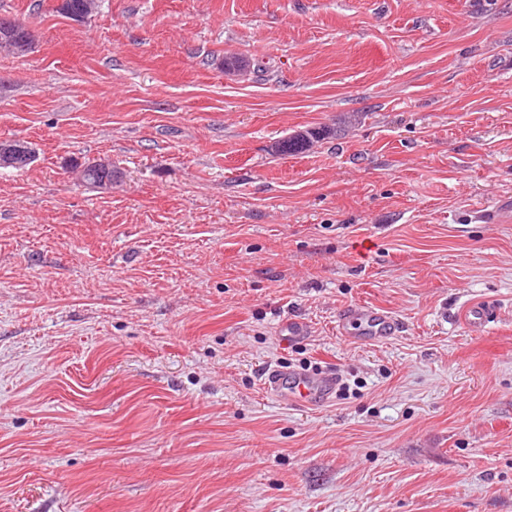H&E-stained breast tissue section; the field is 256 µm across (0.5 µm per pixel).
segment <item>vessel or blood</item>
Listing matches in <instances>:
<instances>
[{"mask_svg":"<svg viewBox=\"0 0 512 512\" xmlns=\"http://www.w3.org/2000/svg\"><path fill=\"white\" fill-rule=\"evenodd\" d=\"M497 316L493 304L483 301L468 303L462 318L475 334L487 330ZM340 337L353 343H375L396 336L401 324L392 313L364 304L344 308L337 321ZM340 377L335 368L319 367L299 370L285 366L266 368L262 388L272 400L286 405L316 407L335 398Z\"/></svg>","mask_w":512,"mask_h":512,"instance_id":"obj_1","label":"vessel or blood"}]
</instances>
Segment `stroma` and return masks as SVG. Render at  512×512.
<instances>
[{
	"label": "stroma",
	"mask_w": 512,
	"mask_h": 512,
	"mask_svg": "<svg viewBox=\"0 0 512 512\" xmlns=\"http://www.w3.org/2000/svg\"><path fill=\"white\" fill-rule=\"evenodd\" d=\"M57 5L0 0V512H512V0ZM306 363L346 392L265 396ZM324 130H314L305 133L290 134L287 138L279 142L276 146L279 152L285 154H295L306 149L311 139H321L325 136ZM22 159L25 164V168L30 165L33 160V154L31 150L23 144L17 143H6L4 145H0V164L8 167L2 168H14L19 170L20 168H16L11 165H17V161ZM497 316L496 307L483 301L468 303L462 310V318L468 329L475 334L487 330ZM340 337L353 343H375L396 336L401 329L392 313L364 304L344 308L338 316ZM261 384L264 393L275 402L316 407L336 398L340 377L333 367L299 370L274 366L264 370Z\"/></svg>",
	"instance_id": "35a3bbf8"
}]
</instances>
